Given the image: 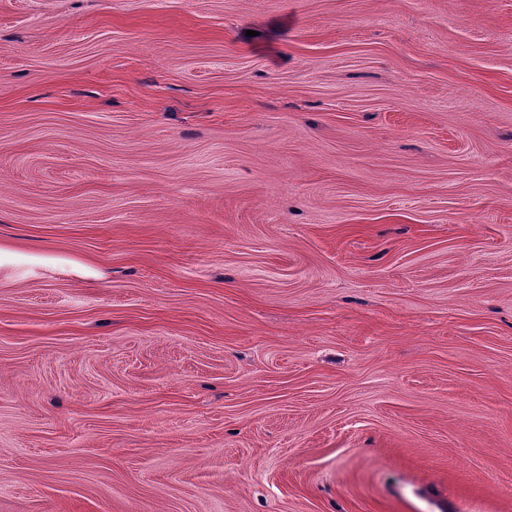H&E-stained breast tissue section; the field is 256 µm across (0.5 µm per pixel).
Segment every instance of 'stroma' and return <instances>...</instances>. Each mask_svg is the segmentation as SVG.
<instances>
[{
    "label": "stroma",
    "mask_w": 512,
    "mask_h": 512,
    "mask_svg": "<svg viewBox=\"0 0 512 512\" xmlns=\"http://www.w3.org/2000/svg\"><path fill=\"white\" fill-rule=\"evenodd\" d=\"M0 512H512V0H0Z\"/></svg>",
    "instance_id": "stroma-1"
}]
</instances>
